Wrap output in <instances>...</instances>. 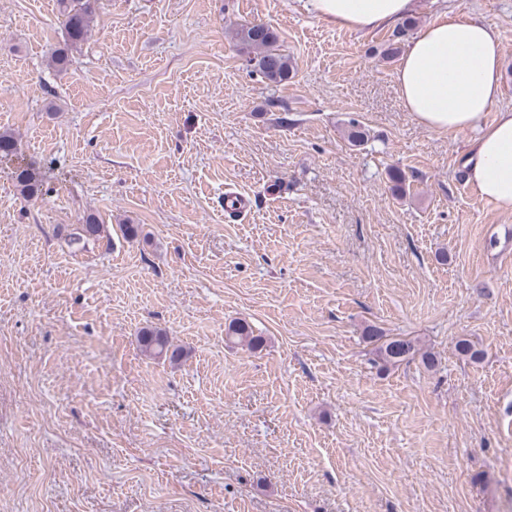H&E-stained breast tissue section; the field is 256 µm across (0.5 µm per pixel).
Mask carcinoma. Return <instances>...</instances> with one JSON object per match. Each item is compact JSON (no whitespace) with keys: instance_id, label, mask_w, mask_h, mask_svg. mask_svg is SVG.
I'll return each mask as SVG.
<instances>
[{"instance_id":"cac0c4a2","label":"carcinoma","mask_w":512,"mask_h":512,"mask_svg":"<svg viewBox=\"0 0 512 512\" xmlns=\"http://www.w3.org/2000/svg\"><path fill=\"white\" fill-rule=\"evenodd\" d=\"M98 0H59V14L63 17V45L51 54L53 64L65 66L69 51L80 46L87 38ZM236 39L241 50L247 55V62L253 65L264 79L273 84H283L291 78L293 67L288 55L277 46V34L263 23H250L236 31ZM16 183L20 195L33 199L42 193V184L26 166H18ZM103 228L96 217L89 215L85 223L70 235V244L76 248L85 247L90 240L101 239ZM366 339L376 344V363L379 368L398 366L416 353L412 341L402 337L386 338L374 327L366 330ZM225 342L231 346L243 345L258 349L264 338L254 335L252 327L244 321H233L225 329ZM143 351L154 358L166 357L176 361L181 349L171 344L167 333L161 329H147L139 334Z\"/></svg>"}]
</instances>
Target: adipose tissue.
<instances>
[{
    "mask_svg": "<svg viewBox=\"0 0 512 512\" xmlns=\"http://www.w3.org/2000/svg\"><path fill=\"white\" fill-rule=\"evenodd\" d=\"M413 0H308L324 22L357 31L402 21ZM502 41L485 19L448 14L413 38L395 71L404 108L432 131L470 130L467 179L495 208L512 211V110L486 112L502 94Z\"/></svg>",
    "mask_w": 512,
    "mask_h": 512,
    "instance_id": "1",
    "label": "adipose tissue"
}]
</instances>
